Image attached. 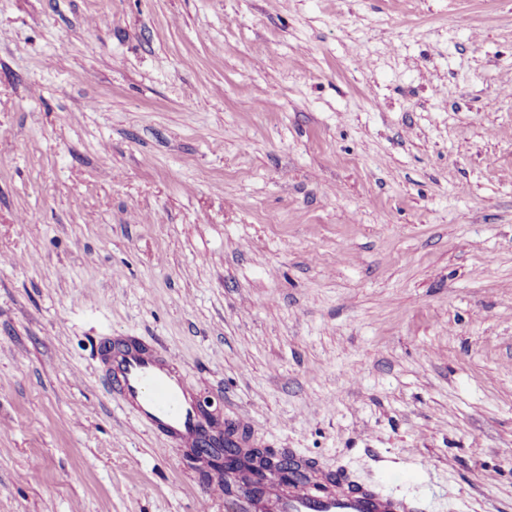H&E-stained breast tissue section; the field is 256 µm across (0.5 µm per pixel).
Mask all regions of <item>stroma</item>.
Instances as JSON below:
<instances>
[{
    "label": "stroma",
    "mask_w": 512,
    "mask_h": 512,
    "mask_svg": "<svg viewBox=\"0 0 512 512\" xmlns=\"http://www.w3.org/2000/svg\"><path fill=\"white\" fill-rule=\"evenodd\" d=\"M509 86L512 0H0V512H230L108 336L244 447L512 512ZM112 390L139 420L185 448L224 447L222 424L210 419L186 376L167 361L130 343L102 347Z\"/></svg>",
    "instance_id": "stroma-1"
}]
</instances>
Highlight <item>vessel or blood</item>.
Here are the masks:
<instances>
[{
	"instance_id": "obj_1",
	"label": "vessel or blood",
	"mask_w": 512,
	"mask_h": 512,
	"mask_svg": "<svg viewBox=\"0 0 512 512\" xmlns=\"http://www.w3.org/2000/svg\"><path fill=\"white\" fill-rule=\"evenodd\" d=\"M109 381L125 408L143 423L194 448L208 443L224 446L220 423L210 419L186 377L167 361L130 343H110L102 348ZM242 512H424L422 500L399 497L375 487L357 489L329 479L281 487L270 480L260 499L242 504Z\"/></svg>"
}]
</instances>
